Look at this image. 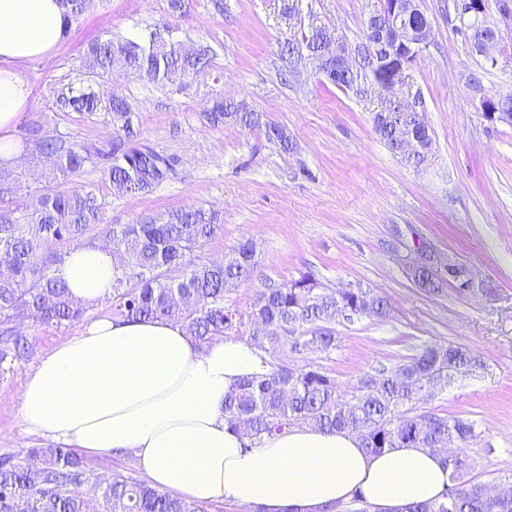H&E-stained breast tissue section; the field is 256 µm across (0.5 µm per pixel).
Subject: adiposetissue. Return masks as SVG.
Wrapping results in <instances>:
<instances>
[{"label": "adipose tissue", "mask_w": 512, "mask_h": 512, "mask_svg": "<svg viewBox=\"0 0 512 512\" xmlns=\"http://www.w3.org/2000/svg\"><path fill=\"white\" fill-rule=\"evenodd\" d=\"M64 32L59 0H0L1 167L20 157L15 129L31 105L21 69L52 54ZM63 275L75 301L97 304L112 291V253L73 248ZM264 370L234 337L202 348L171 320L99 318L27 375L20 418L81 453L132 456L161 491L250 512H331L357 496L373 512H406L446 489L441 457L415 444L372 455L352 433L298 425L248 447L224 397Z\"/></svg>", "instance_id": "ef3b65f1"}]
</instances>
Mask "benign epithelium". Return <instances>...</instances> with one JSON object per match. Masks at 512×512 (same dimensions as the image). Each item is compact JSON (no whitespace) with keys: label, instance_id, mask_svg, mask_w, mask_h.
I'll list each match as a JSON object with an SVG mask.
<instances>
[{"label":"benign epithelium","instance_id":"obj_1","mask_svg":"<svg viewBox=\"0 0 512 512\" xmlns=\"http://www.w3.org/2000/svg\"><path fill=\"white\" fill-rule=\"evenodd\" d=\"M500 14L505 26L496 23L468 33L476 54L493 65L499 58L512 64V0H500ZM377 24L370 29L368 42L371 56L387 53L390 70L385 80H374L391 111H383L379 119L386 120L396 129L398 152L404 157L427 153L429 127L422 114L417 112L415 101L403 93L404 76L425 56L430 46L432 23L421 9L420 0H377L373 13ZM310 36L322 46V52L339 69L352 68L350 52L336 40L324 25L309 27ZM485 116L495 122L512 125V99L485 97L481 101ZM448 279L455 288L468 293L474 288L472 271L454 260L448 261Z\"/></svg>","mask_w":512,"mask_h":512}]
</instances>
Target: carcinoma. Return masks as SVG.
Returning a JSON list of instances; mask_svg holds the SVG:
<instances>
[{
    "label": "carcinoma",
    "instance_id": "obj_1",
    "mask_svg": "<svg viewBox=\"0 0 512 512\" xmlns=\"http://www.w3.org/2000/svg\"><path fill=\"white\" fill-rule=\"evenodd\" d=\"M462 2L454 0L458 33L481 26L465 13ZM89 4L90 0H62L67 23L83 15ZM164 30L168 27L156 28L146 38L97 40L87 47L83 68L94 77L119 68L150 82L170 84L209 69V47L187 55L178 40L162 35ZM359 69L356 74L333 70L324 78L332 86L351 90L359 87L355 80L387 72L386 64L373 66L365 52ZM56 107L106 112L124 136L100 148L67 134L49 137L34 124L27 129L25 148L51 161L38 177L63 183L86 165L103 160L110 183L131 194L149 191L170 178L171 159L137 140L126 97L114 93L104 101L88 83L67 87L58 95ZM206 118L213 125L231 119L249 131L261 127L268 141L283 151L292 149L284 127L262 121L261 114L244 103L216 99L206 109ZM25 176L24 171L0 169L1 372L27 363L32 356V344L21 328L24 321L55 329L82 321L87 309L71 298L60 269L73 246L94 247L106 241L114 270L112 294L106 298L112 317L167 318L180 323L201 347L226 337L238 324H248L246 342L269 370L244 378L224 400L229 421L250 422V429L244 431L248 447L298 423L353 433L360 447L372 454L415 443L441 454L449 484L440 500L415 505L408 512H512V496L493 500L484 485L464 479L466 447L481 434L476 421L434 414L421 423L405 410L413 402L435 398L451 379L472 374L477 362L467 351L452 345L428 346L393 370L366 376L357 394L344 401L337 395L336 379L322 367L280 365L274 355L335 349L336 301L352 311L348 322L353 323L385 318L389 308L383 297L363 288L351 292L298 288V283L313 281L303 275L292 280L293 288L284 283L261 289L248 321L239 320L224 306V295L251 277L255 245L247 239L225 259L194 263L191 254L219 228L212 213L188 207L134 224H105V203L91 191H60L14 201L13 183ZM414 283L437 293L447 281L422 268ZM27 457L38 462L36 468L11 454L0 455V512H207V505L172 496L142 479L97 482L90 464L67 447L32 448Z\"/></svg>",
    "mask_w": 512,
    "mask_h": 512
}]
</instances>
